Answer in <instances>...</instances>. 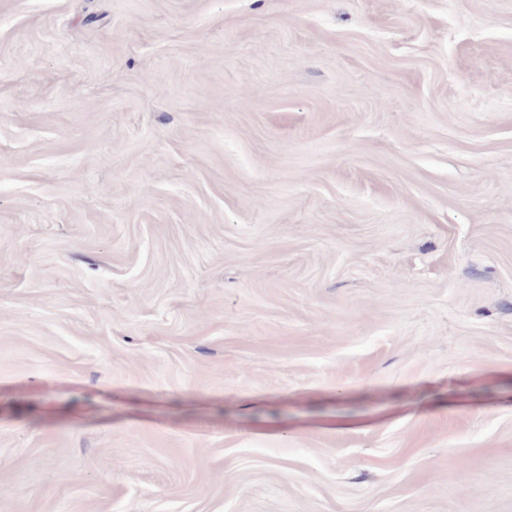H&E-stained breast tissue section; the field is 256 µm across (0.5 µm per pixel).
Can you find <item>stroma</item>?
Segmentation results:
<instances>
[{
    "mask_svg": "<svg viewBox=\"0 0 512 512\" xmlns=\"http://www.w3.org/2000/svg\"><path fill=\"white\" fill-rule=\"evenodd\" d=\"M0 512H512V0H0Z\"/></svg>",
    "mask_w": 512,
    "mask_h": 512,
    "instance_id": "obj_1",
    "label": "stroma"
}]
</instances>
